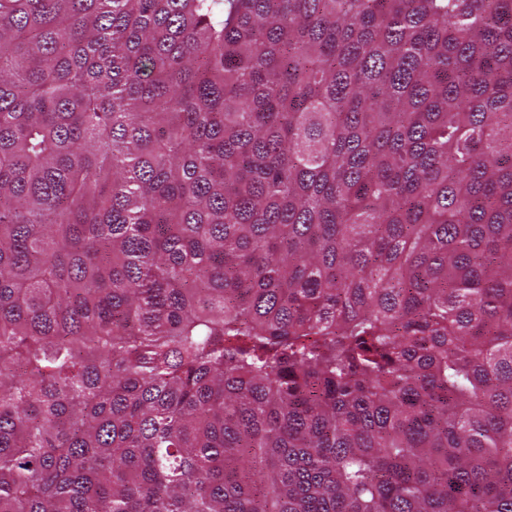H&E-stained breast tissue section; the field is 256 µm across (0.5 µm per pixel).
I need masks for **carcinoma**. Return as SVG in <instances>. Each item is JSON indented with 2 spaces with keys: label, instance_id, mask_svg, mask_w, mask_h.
<instances>
[{
  "label": "carcinoma",
  "instance_id": "1",
  "mask_svg": "<svg viewBox=\"0 0 512 512\" xmlns=\"http://www.w3.org/2000/svg\"><path fill=\"white\" fill-rule=\"evenodd\" d=\"M0 512H512V0H0Z\"/></svg>",
  "mask_w": 512,
  "mask_h": 512
}]
</instances>
